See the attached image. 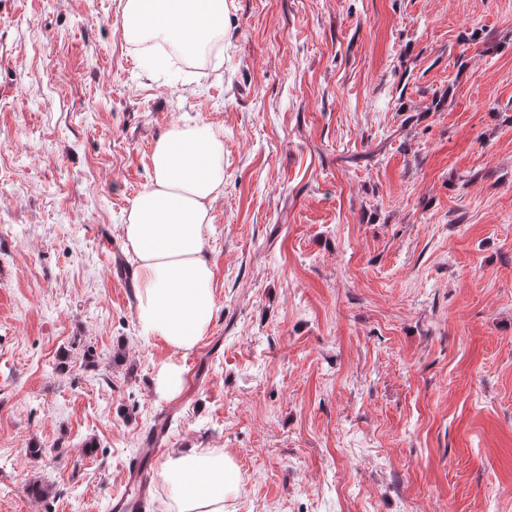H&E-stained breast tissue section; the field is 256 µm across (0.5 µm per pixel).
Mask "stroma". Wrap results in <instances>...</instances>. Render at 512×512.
I'll use <instances>...</instances> for the list:
<instances>
[{
    "mask_svg": "<svg viewBox=\"0 0 512 512\" xmlns=\"http://www.w3.org/2000/svg\"><path fill=\"white\" fill-rule=\"evenodd\" d=\"M124 2L0 0V512H117L168 415L142 512L187 446L236 460L229 512H512V0H226L180 66ZM195 122L224 188L183 356L117 264ZM183 369L176 364H164L156 374L155 385L158 393L174 396L179 393L184 383Z\"/></svg>",
    "mask_w": 512,
    "mask_h": 512,
    "instance_id": "35a3bbf8",
    "label": "stroma"
}]
</instances>
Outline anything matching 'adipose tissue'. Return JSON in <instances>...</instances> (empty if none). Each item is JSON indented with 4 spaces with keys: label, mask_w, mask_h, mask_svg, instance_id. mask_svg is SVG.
<instances>
[{
    "label": "adipose tissue",
    "mask_w": 512,
    "mask_h": 512,
    "mask_svg": "<svg viewBox=\"0 0 512 512\" xmlns=\"http://www.w3.org/2000/svg\"><path fill=\"white\" fill-rule=\"evenodd\" d=\"M225 0H125L122 32L135 45L171 42L184 55L224 33ZM150 185L132 201L123 234L136 262V314L145 335L194 350L214 316L206 251L224 187V143L205 123L175 124L156 139ZM160 477L173 512H228L240 472L219 448H179Z\"/></svg>",
    "instance_id": "1"
}]
</instances>
